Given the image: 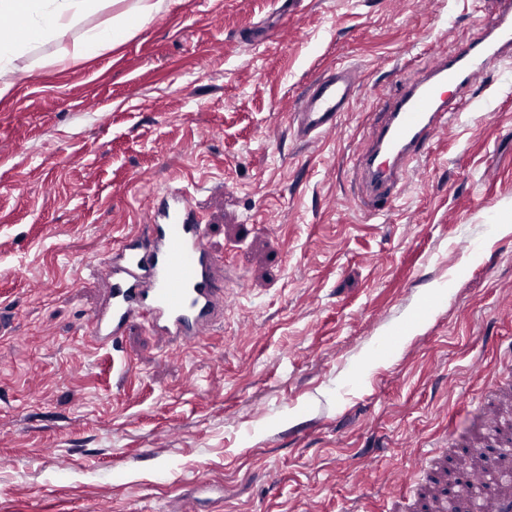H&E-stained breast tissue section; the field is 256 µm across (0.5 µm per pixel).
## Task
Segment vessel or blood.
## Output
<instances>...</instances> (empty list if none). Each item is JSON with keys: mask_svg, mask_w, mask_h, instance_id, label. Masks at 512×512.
Returning <instances> with one entry per match:
<instances>
[{"mask_svg": "<svg viewBox=\"0 0 512 512\" xmlns=\"http://www.w3.org/2000/svg\"><path fill=\"white\" fill-rule=\"evenodd\" d=\"M497 14L480 37L453 52H439L418 80L393 95L358 157L365 179L364 206L383 210L405 186L409 166L426 155L449 122L472 103L475 78L512 56V0H497ZM360 77L336 67L316 76L289 124L297 139L309 141L336 132L358 98ZM145 218L133 241H120L112 255L94 267L105 277L102 303L78 332L93 344L118 345L131 326L185 345L203 343L216 324L227 294L224 258L211 246L210 227L191 205V193L178 188L144 198ZM486 439H470L463 449L472 465L462 471L456 493L446 486L449 450L430 449L418 468L414 502L402 488L387 492L389 512H512V383L491 380L480 398Z\"/></svg>", "mask_w": 512, "mask_h": 512, "instance_id": "b4317fda", "label": "vessel or blood"}]
</instances>
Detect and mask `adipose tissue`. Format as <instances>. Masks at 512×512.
<instances>
[{
  "label": "adipose tissue",
  "mask_w": 512,
  "mask_h": 512,
  "mask_svg": "<svg viewBox=\"0 0 512 512\" xmlns=\"http://www.w3.org/2000/svg\"><path fill=\"white\" fill-rule=\"evenodd\" d=\"M108 0H0V13L16 16L19 29L0 32V97L13 86L11 76L16 60L33 44L56 39L74 27L82 32L71 45L60 47L57 62L87 58L100 50L117 45L135 29L169 12L174 0H132L128 7L103 26L83 28V21L102 11Z\"/></svg>",
  "instance_id": "adipose-tissue-1"
}]
</instances>
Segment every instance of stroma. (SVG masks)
I'll return each mask as SVG.
<instances>
[{
    "instance_id": "obj_1",
    "label": "stroma",
    "mask_w": 512,
    "mask_h": 512,
    "mask_svg": "<svg viewBox=\"0 0 512 512\" xmlns=\"http://www.w3.org/2000/svg\"><path fill=\"white\" fill-rule=\"evenodd\" d=\"M291 2L178 0L94 57L57 64L47 42L17 60L0 98V512H381L394 471L483 431L471 361L512 376V232L495 230L512 225V61L479 77L390 211H365L355 159L429 46L478 37L496 2ZM333 65L359 98L299 141L288 115ZM170 186L238 286L205 343L132 328L119 374L77 333L107 289L85 267Z\"/></svg>"
}]
</instances>
